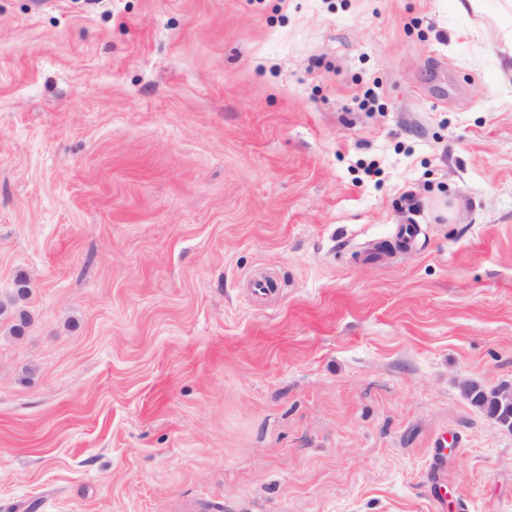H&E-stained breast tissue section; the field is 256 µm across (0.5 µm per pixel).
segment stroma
I'll return each instance as SVG.
<instances>
[{
  "label": "stroma",
  "instance_id": "1",
  "mask_svg": "<svg viewBox=\"0 0 512 512\" xmlns=\"http://www.w3.org/2000/svg\"><path fill=\"white\" fill-rule=\"evenodd\" d=\"M500 24L0 0V512H512ZM15 286L9 306L10 314L14 315V323L10 325V333L12 336L20 338L25 334L31 323V315L22 306V303L29 298L31 289L28 280L22 274H19L15 279ZM467 395L473 404L482 408L484 411H486V413L490 409L489 402H487L486 396L488 399L497 403L499 406V411L493 417H495L498 420L497 422L501 426H507L509 428H512V414L510 415V407L512 408V387H499L491 389L489 392H486L485 396L483 389L477 386H472L468 389ZM503 408L504 412L501 415V411Z\"/></svg>",
  "mask_w": 512,
  "mask_h": 512
}]
</instances>
